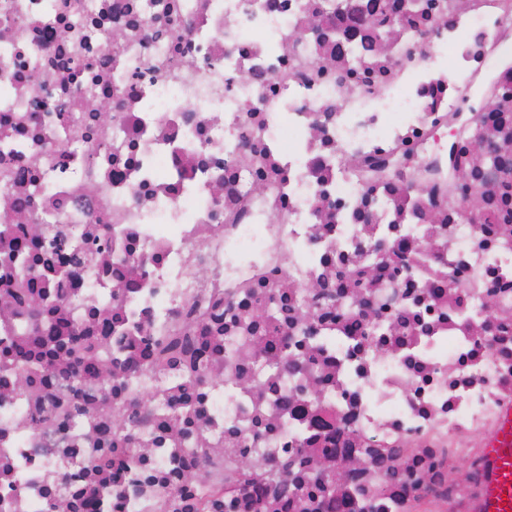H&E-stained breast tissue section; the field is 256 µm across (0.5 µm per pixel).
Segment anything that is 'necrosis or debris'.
<instances>
[{"instance_id":"obj_1","label":"necrosis or debris","mask_w":512,"mask_h":512,"mask_svg":"<svg viewBox=\"0 0 512 512\" xmlns=\"http://www.w3.org/2000/svg\"><path fill=\"white\" fill-rule=\"evenodd\" d=\"M476 138L512 0H0V512H266L314 454L359 462L288 512H464L512 405Z\"/></svg>"}]
</instances>
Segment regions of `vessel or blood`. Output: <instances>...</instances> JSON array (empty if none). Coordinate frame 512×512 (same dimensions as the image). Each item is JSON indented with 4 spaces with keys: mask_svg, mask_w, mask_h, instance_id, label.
<instances>
[{
    "mask_svg": "<svg viewBox=\"0 0 512 512\" xmlns=\"http://www.w3.org/2000/svg\"><path fill=\"white\" fill-rule=\"evenodd\" d=\"M471 512H512V406L486 443L484 484Z\"/></svg>",
    "mask_w": 512,
    "mask_h": 512,
    "instance_id": "obj_1",
    "label": "vessel or blood"
}]
</instances>
